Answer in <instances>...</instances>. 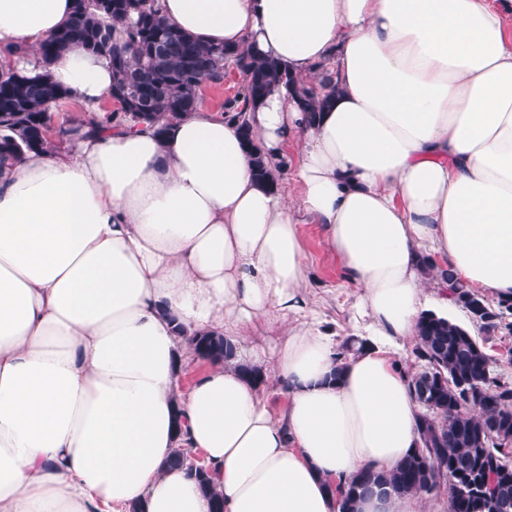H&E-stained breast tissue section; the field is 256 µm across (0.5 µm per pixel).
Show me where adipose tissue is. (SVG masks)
<instances>
[{
	"label": "adipose tissue",
	"mask_w": 512,
	"mask_h": 512,
	"mask_svg": "<svg viewBox=\"0 0 512 512\" xmlns=\"http://www.w3.org/2000/svg\"><path fill=\"white\" fill-rule=\"evenodd\" d=\"M206 45L329 67L305 112L291 87L248 104L295 196L257 181L238 122L195 109L164 133L113 126L105 58L70 49L53 81L92 114L65 148L0 168V512H210L174 449L200 450L224 512H336L330 484L416 448L402 345L424 263L512 296V34L490 0H158ZM73 0H0V69L40 70ZM360 289L356 336L307 305L300 226ZM277 327L273 343L255 339ZM230 338L198 360L186 334ZM186 340L198 356L209 361H222L232 364L236 359V345L224 335L216 333H194Z\"/></svg>",
	"instance_id": "1"
}]
</instances>
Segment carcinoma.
Returning <instances> with one entry per match:
<instances>
[{
	"label": "carcinoma",
	"mask_w": 512,
	"mask_h": 512,
	"mask_svg": "<svg viewBox=\"0 0 512 512\" xmlns=\"http://www.w3.org/2000/svg\"><path fill=\"white\" fill-rule=\"evenodd\" d=\"M115 23L126 26L122 45L112 39ZM73 47L109 59L112 95L128 105L109 117L123 124L161 116L176 120L193 112L201 86L224 82L228 65L243 78L236 98L243 106L282 83L293 87L309 112H320L329 102L271 58L227 52L179 31L159 14L157 0H74L72 22L41 47L42 73L0 72V164L52 145L47 107L69 94L52 81L50 67ZM241 126L255 176L275 182L286 163L271 169L248 124ZM441 278L477 333L433 311L421 316L408 372L419 405L418 447L388 474L364 469L332 486L337 512H357L359 500L375 491L402 497L442 489L448 512H512V378L486 347L495 337L512 336V299L491 301L457 283L449 271ZM186 340L205 360L229 365L236 359V345L221 334L194 333ZM191 452L176 449L171 463L188 468L211 512H224L209 470L193 464Z\"/></svg>",
	"instance_id": "cac0c4a2"
}]
</instances>
